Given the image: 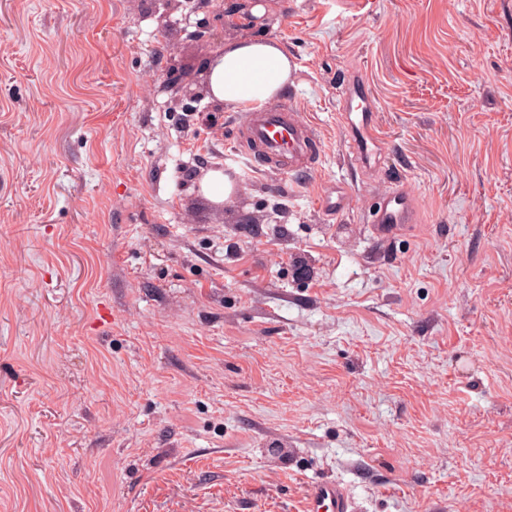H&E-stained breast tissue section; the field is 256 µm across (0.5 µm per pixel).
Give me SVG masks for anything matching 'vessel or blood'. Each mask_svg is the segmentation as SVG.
<instances>
[{
    "label": "vessel or blood",
    "instance_id": "vessel-or-blood-1",
    "mask_svg": "<svg viewBox=\"0 0 512 512\" xmlns=\"http://www.w3.org/2000/svg\"><path fill=\"white\" fill-rule=\"evenodd\" d=\"M362 95L359 84L349 83L343 120L349 130L353 157L361 168L368 170L383 142L374 129L372 109L357 112L352 107ZM237 131L271 163L287 165L292 171L311 167V159L321 143L317 128L289 102H273L259 111L242 113ZM419 220L414 198L400 186L381 196L369 218L380 235L395 233ZM304 512H355V503L339 482L316 480L307 488Z\"/></svg>",
    "mask_w": 512,
    "mask_h": 512
}]
</instances>
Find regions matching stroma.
<instances>
[{
	"instance_id": "stroma-1",
	"label": "stroma",
	"mask_w": 512,
	"mask_h": 512,
	"mask_svg": "<svg viewBox=\"0 0 512 512\" xmlns=\"http://www.w3.org/2000/svg\"><path fill=\"white\" fill-rule=\"evenodd\" d=\"M239 2L224 38L298 66L309 175L235 156L161 0H0V512H303L317 478L356 512H512V0ZM397 185L420 221L373 235ZM363 97V89L355 81L349 83L346 92L347 106L342 114L344 123L349 130L353 158L365 170L372 168V161L383 148V142L373 125L372 107L354 112L352 104L355 99ZM202 190L217 201H224L234 191V181L220 170L210 171L201 183Z\"/></svg>"
}]
</instances>
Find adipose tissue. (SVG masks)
Segmentation results:
<instances>
[{
    "label": "adipose tissue",
    "instance_id": "adipose-tissue-1",
    "mask_svg": "<svg viewBox=\"0 0 512 512\" xmlns=\"http://www.w3.org/2000/svg\"><path fill=\"white\" fill-rule=\"evenodd\" d=\"M295 70L293 57L276 41L230 39L211 68L209 88L226 109L247 112L282 93Z\"/></svg>",
    "mask_w": 512,
    "mask_h": 512
}]
</instances>
